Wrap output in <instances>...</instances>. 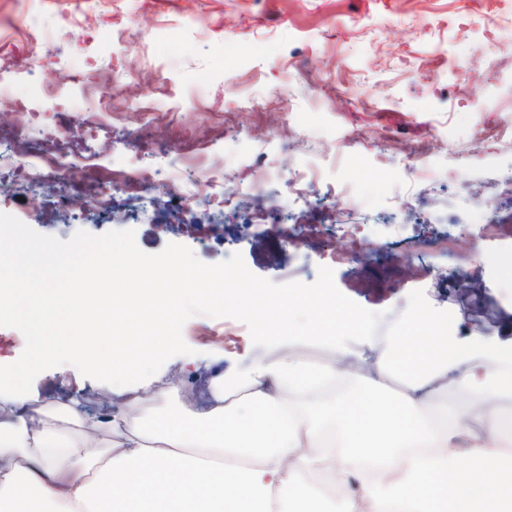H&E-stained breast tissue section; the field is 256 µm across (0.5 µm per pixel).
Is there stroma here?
<instances>
[{
    "label": "stroma",
    "mask_w": 512,
    "mask_h": 512,
    "mask_svg": "<svg viewBox=\"0 0 512 512\" xmlns=\"http://www.w3.org/2000/svg\"><path fill=\"white\" fill-rule=\"evenodd\" d=\"M163 30L178 55L134 50ZM504 41L512 42V0H0V59L15 72L35 68L48 94L69 70L118 88L105 138L83 123L97 108L90 92H77L73 109L46 110L71 131L70 145L128 164L181 155L195 199L188 213L160 189L143 202L117 191L102 215L78 202L57 209L47 190L4 179L0 212L64 241L80 230L131 229L147 253L173 242L216 264L238 252L277 283L310 284L330 267L342 293L383 313L381 348L414 332L407 304L418 297L447 316L454 335L510 344L512 198L501 180L512 171V138L489 139L512 129V58L494 56ZM288 72L303 78L285 85ZM423 156L435 162L426 177L416 170ZM312 164L320 177L307 203L284 205L278 184L260 196L244 190L254 169ZM400 165L403 179L378 188L380 169ZM202 168L223 173L236 207L197 180ZM481 202L492 206L485 229L473 222ZM259 209L269 223H252ZM188 218L197 232L184 228ZM295 218L320 235L286 252L275 227ZM338 223L364 225L360 247L336 235ZM457 274L468 291L456 288ZM182 335L198 353L197 375L171 357L141 395L176 384L199 398L213 355L264 353L232 318L194 316ZM29 397L77 400L96 414L129 399L61 367L39 374Z\"/></svg>",
    "instance_id": "1"
}]
</instances>
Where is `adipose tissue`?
Returning a JSON list of instances; mask_svg holds the SVG:
<instances>
[{"label": "adipose tissue", "instance_id": "adipose-tissue-1", "mask_svg": "<svg viewBox=\"0 0 512 512\" xmlns=\"http://www.w3.org/2000/svg\"><path fill=\"white\" fill-rule=\"evenodd\" d=\"M239 293L261 342L291 347L216 358L204 401L173 385L113 416L30 414L1 374L0 512H512V352L424 309L380 351L332 307L294 336V295Z\"/></svg>", "mask_w": 512, "mask_h": 512}]
</instances>
